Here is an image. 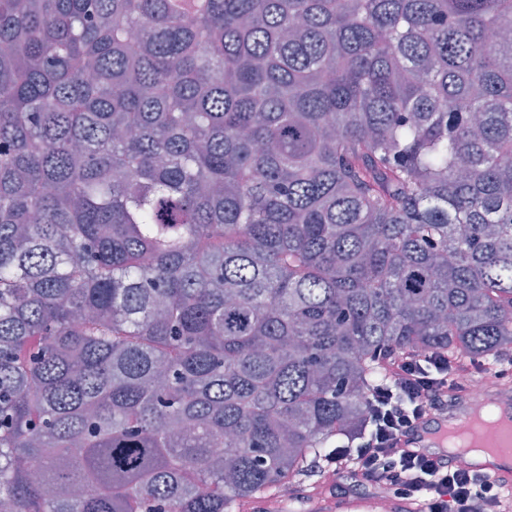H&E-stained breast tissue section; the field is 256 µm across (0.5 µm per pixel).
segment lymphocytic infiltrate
<instances>
[{
  "mask_svg": "<svg viewBox=\"0 0 512 512\" xmlns=\"http://www.w3.org/2000/svg\"><path fill=\"white\" fill-rule=\"evenodd\" d=\"M468 369L434 352L410 350L390 359L386 383L371 393L370 431L326 458L346 479L338 495L366 485L420 505V512H507L500 487L489 477L397 446L416 422L447 411L451 393L460 389L455 378Z\"/></svg>",
  "mask_w": 512,
  "mask_h": 512,
  "instance_id": "obj_1",
  "label": "lymphocytic infiltrate"
}]
</instances>
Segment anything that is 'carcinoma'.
I'll return each instance as SVG.
<instances>
[{
    "mask_svg": "<svg viewBox=\"0 0 512 512\" xmlns=\"http://www.w3.org/2000/svg\"><path fill=\"white\" fill-rule=\"evenodd\" d=\"M512 0H0V512H241L406 348L512 359Z\"/></svg>",
    "mask_w": 512,
    "mask_h": 512,
    "instance_id": "cac0c4a2",
    "label": "carcinoma"
}]
</instances>
